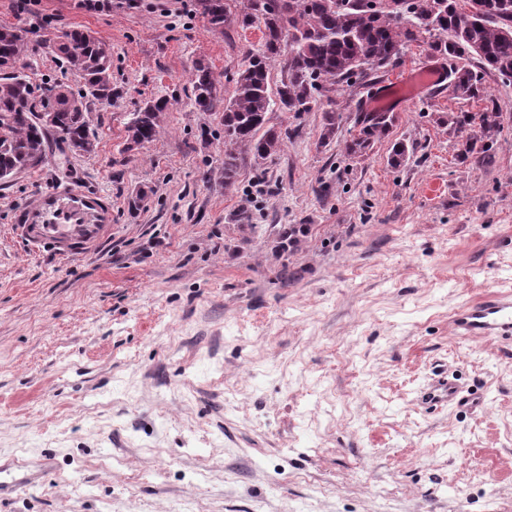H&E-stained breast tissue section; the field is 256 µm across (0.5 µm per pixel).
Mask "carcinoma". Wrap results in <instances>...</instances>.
<instances>
[{
	"instance_id": "obj_1",
	"label": "carcinoma",
	"mask_w": 512,
	"mask_h": 512,
	"mask_svg": "<svg viewBox=\"0 0 512 512\" xmlns=\"http://www.w3.org/2000/svg\"><path fill=\"white\" fill-rule=\"evenodd\" d=\"M470 2L407 0L401 14L362 15L339 0H201L211 29H224L233 13L242 27H256L263 35L261 46L238 70L234 94L224 105V188L234 185L244 155L260 167L296 132L266 127L269 110L275 107L300 120L330 87L354 77L387 76L414 44L451 61L448 79L454 84V98L485 99L484 83L472 71L512 73V33L504 32L512 26V0H484L481 12L470 10ZM27 51V41L18 31L0 26L1 182L38 167L53 140L76 155L94 152L97 138L89 103L112 99V52L90 31L67 29L53 43L56 57L80 78L76 91L57 85L48 95L37 93L20 67ZM276 63L283 78L273 93L270 71ZM191 85L190 100L197 110L215 108L220 80L210 67L197 64ZM168 105L167 99L157 98L132 113L126 123L125 151L155 139ZM42 112L52 113L50 123L40 122ZM393 117L392 112L356 113L349 138L340 143L341 153L349 159L368 155L389 139ZM340 119L339 112L321 113L320 145L334 141ZM435 123L448 126L460 163L495 165V145L503 130V113L495 103L480 112H450ZM307 234L305 224H283L271 250L292 253Z\"/></svg>"
}]
</instances>
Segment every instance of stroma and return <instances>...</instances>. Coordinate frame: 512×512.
Returning a JSON list of instances; mask_svg holds the SVG:
<instances>
[{
  "mask_svg": "<svg viewBox=\"0 0 512 512\" xmlns=\"http://www.w3.org/2000/svg\"><path fill=\"white\" fill-rule=\"evenodd\" d=\"M21 28L40 88L76 85L48 42L67 28L112 48V100L91 102L98 147L58 150L0 186V460L55 469L0 512H512V340L457 339L455 311L512 294V83L495 167L458 163L428 114L477 112L447 85L402 102L389 146L349 159L317 145L320 116L347 138L369 91L343 87L297 125L257 179L224 186V109L189 105L196 63L222 99L258 28L211 29L198 0H41ZM168 99L155 140L124 150L129 115ZM78 188L112 209L108 237L68 261L12 238L19 211ZM144 190L139 210L128 197ZM249 224L247 245L232 225ZM310 234L287 260L280 225ZM302 268L288 288L281 263ZM482 394L477 412L419 407L439 371Z\"/></svg>",
  "mask_w": 512,
  "mask_h": 512,
  "instance_id": "stroma-1",
  "label": "stroma"
}]
</instances>
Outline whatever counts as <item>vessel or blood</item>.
<instances>
[{"label":"vessel or blood","instance_id":"obj_1","mask_svg":"<svg viewBox=\"0 0 512 512\" xmlns=\"http://www.w3.org/2000/svg\"><path fill=\"white\" fill-rule=\"evenodd\" d=\"M442 71L419 68L395 81L375 97L370 107L377 112L390 111L395 100H407L418 93L438 87ZM111 229L110 213L99 199L70 190L51 192L22 208L10 230L26 252L33 256L49 252L63 259L85 254ZM454 334L460 338L486 337L512 340V297L488 295L460 309L452 319ZM417 401L427 409L481 406L478 398L464 396L458 383L442 376L423 387Z\"/></svg>","mask_w":512,"mask_h":512}]
</instances>
